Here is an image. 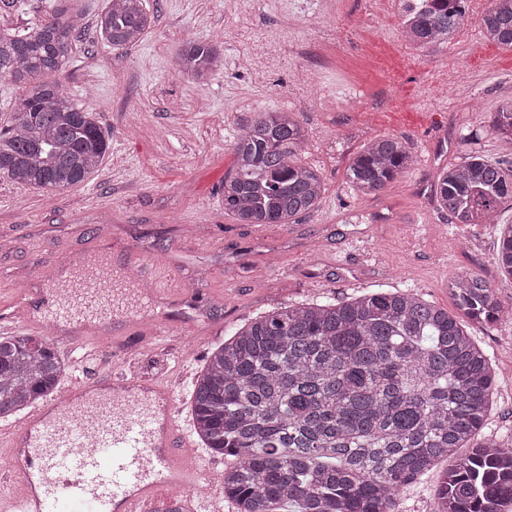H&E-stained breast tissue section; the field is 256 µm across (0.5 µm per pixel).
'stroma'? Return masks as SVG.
Returning <instances> with one entry per match:
<instances>
[{
	"mask_svg": "<svg viewBox=\"0 0 512 512\" xmlns=\"http://www.w3.org/2000/svg\"><path fill=\"white\" fill-rule=\"evenodd\" d=\"M107 0H75L82 32L57 78L64 93L112 131L99 168L62 194L0 177V312L11 335L46 336L42 289L60 258L100 255L171 268L178 279L137 324L109 325L99 365L161 381L183 416L182 382L227 334L281 305L346 300L375 288L412 290L456 314L452 276L498 282L495 224H452L420 187L460 162L463 136L512 161V141L490 124L512 104V50L483 38L486 0H469L455 40L430 49L405 42L395 0H147L155 23L136 46L103 43L95 19ZM221 39L222 62L206 83L175 63L189 37ZM291 111L308 131L305 164L322 173L315 211L292 224H241L225 214L224 178L242 123ZM414 146L416 163L378 196L356 197L344 179L374 135ZM173 325L153 335L156 317ZM492 359L497 389L484 435L512 445V323L468 326ZM452 461L402 489L404 512H431Z\"/></svg>",
	"mask_w": 512,
	"mask_h": 512,
	"instance_id": "obj_1",
	"label": "stroma"
}]
</instances>
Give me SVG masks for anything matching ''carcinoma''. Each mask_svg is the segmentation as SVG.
Wrapping results in <instances>:
<instances>
[{"label": "carcinoma", "mask_w": 512, "mask_h": 512, "mask_svg": "<svg viewBox=\"0 0 512 512\" xmlns=\"http://www.w3.org/2000/svg\"><path fill=\"white\" fill-rule=\"evenodd\" d=\"M33 28L0 25V77L24 88L0 125V177L63 192L84 181L109 149L111 131L52 79L81 30L80 14ZM403 36L420 48L447 45L467 0H398ZM154 16L146 0H109L97 15L101 40L137 45ZM481 32L512 49V0H488ZM221 62L219 43L187 38L182 74L203 80ZM491 131L512 137V105ZM309 143L292 112H261L232 144L224 211L241 224H290L315 210L318 170L301 162ZM415 164L405 138L370 140L346 171L358 197L375 196ZM433 191L452 224H497L512 208V166L468 148L436 172ZM501 275L512 283V224L501 231ZM448 288L458 316L410 290L372 289L347 301L284 305L238 327L207 356L195 378L192 419L199 442L235 464L221 472L235 512H402L400 490L467 453L445 475L432 512H504L512 504V446L474 445L494 390L492 361L464 321L489 328L509 317L500 290L476 274ZM67 365L37 336L0 337V420L55 395Z\"/></svg>", "instance_id": "cac0c4a2"}]
</instances>
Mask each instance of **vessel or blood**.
<instances>
[{"instance_id": "b4317fda", "label": "vessel or blood", "mask_w": 512, "mask_h": 512, "mask_svg": "<svg viewBox=\"0 0 512 512\" xmlns=\"http://www.w3.org/2000/svg\"><path fill=\"white\" fill-rule=\"evenodd\" d=\"M78 277L98 278L95 290L72 289L47 307L53 322L84 328L128 308L125 289L112 285L104 262L80 267ZM68 400L46 399L9 425L6 455L20 474L12 495H0V512H66L89 502L94 512H142L157 489L182 480L190 434L178 431L172 388L138 378L107 387L72 378ZM91 439L93 450L80 448Z\"/></svg>"}]
</instances>
